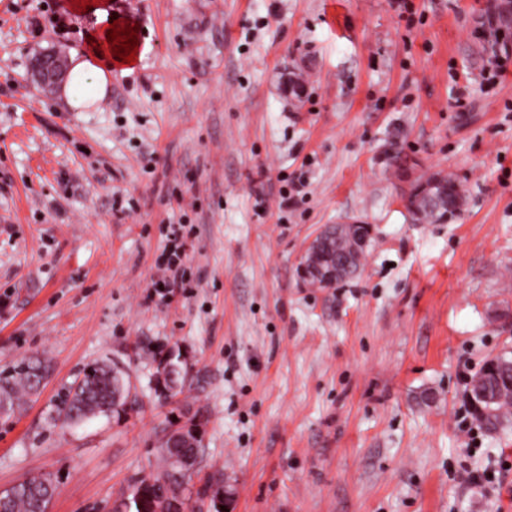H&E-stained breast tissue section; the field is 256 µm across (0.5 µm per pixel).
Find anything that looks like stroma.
Masks as SVG:
<instances>
[{
	"instance_id": "stroma-1",
	"label": "stroma",
	"mask_w": 512,
	"mask_h": 512,
	"mask_svg": "<svg viewBox=\"0 0 512 512\" xmlns=\"http://www.w3.org/2000/svg\"><path fill=\"white\" fill-rule=\"evenodd\" d=\"M496 0H109L137 34L91 109L62 106L36 55L98 37L72 0H0V372H52L0 416V489L58 474L49 512H112L194 424L200 474L232 512H512V429L460 425L485 360L512 357V67L483 27ZM465 205L413 223L411 182ZM306 184L293 208L281 198ZM373 239L359 275L310 287L330 224ZM188 287L159 295L166 227ZM177 352L185 387L158 399ZM140 405L51 423L92 362ZM503 486L465 492L463 467ZM431 179L438 180L439 182V187L437 189L443 195L441 199V207L436 213H434L433 210L429 209L428 202L424 198L419 200L415 196L410 200L409 205H407V210L410 213L411 218L414 219L413 216L415 215L418 220H428L432 223H437L447 213L451 218H453L459 208V203L461 202L462 205L464 204V197L461 193L460 185L453 178L449 176H441L440 174L432 175L427 178L426 181ZM412 207H416L418 209L422 218L418 217L417 213L412 211Z\"/></svg>"
}]
</instances>
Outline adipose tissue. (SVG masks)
<instances>
[{"label": "adipose tissue", "mask_w": 512, "mask_h": 512, "mask_svg": "<svg viewBox=\"0 0 512 512\" xmlns=\"http://www.w3.org/2000/svg\"><path fill=\"white\" fill-rule=\"evenodd\" d=\"M100 60V53L93 50L72 51L70 77L62 86L60 96L73 111L86 110L106 95L112 68L101 65Z\"/></svg>", "instance_id": "ef3b65f1"}]
</instances>
